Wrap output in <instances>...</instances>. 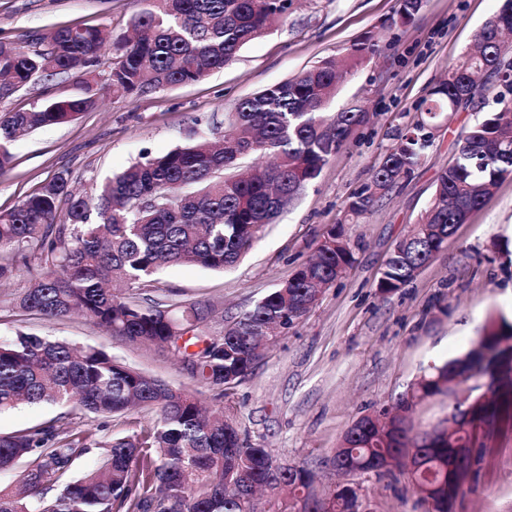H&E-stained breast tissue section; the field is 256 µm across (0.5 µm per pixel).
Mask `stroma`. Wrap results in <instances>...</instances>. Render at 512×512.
<instances>
[{
	"mask_svg": "<svg viewBox=\"0 0 512 512\" xmlns=\"http://www.w3.org/2000/svg\"><path fill=\"white\" fill-rule=\"evenodd\" d=\"M500 4L427 0L416 22L395 25L397 0H296L287 19L223 69L132 98L103 93L93 111L12 142L11 163L0 174V210L15 207L61 171L69 172L74 188L90 194L100 179L142 154L160 156L192 138L222 135L224 115L239 100L322 60L343 58L363 36H379L380 56L345 75L328 105L336 112L361 99L368 118L301 197L266 226L234 266L221 271L169 266L142 291L157 302L176 298L210 305L204 328L223 335L312 257L328 227L344 223L354 251L352 268L271 341L253 373L228 395L195 381L171 351L113 337L82 316L47 320L16 308V298L40 272L29 251L17 256L15 276L0 285V341L24 332L101 348L209 407L233 406L252 443L316 472L317 492L346 484L367 512H427L404 477L346 479L329 460L359 417L394 406L430 365L471 349L490 321H512V176L457 226L447 247L413 281L390 293L377 286L384 262L424 212L437 175L454 158L476 112L463 110L441 121L424 159L371 212L349 222L345 204L368 183L399 133L419 118L430 88L473 48ZM141 8V0H0V40L31 47L65 26H104L120 38ZM76 92L71 73L36 81L0 99V116ZM459 396L453 388L414 405L409 427L424 432L445 424ZM454 512H512V433L489 437Z\"/></svg>",
	"mask_w": 512,
	"mask_h": 512,
	"instance_id": "35a3bbf8",
	"label": "stroma"
}]
</instances>
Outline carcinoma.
<instances>
[{
  "mask_svg": "<svg viewBox=\"0 0 512 512\" xmlns=\"http://www.w3.org/2000/svg\"><path fill=\"white\" fill-rule=\"evenodd\" d=\"M134 15V43L111 40L102 27H66L42 39L39 48L0 42V76L24 87L78 70L80 93L49 100L0 120V171L11 162L17 135L70 122L97 107L102 86L95 67L112 44L117 62L112 95L130 98L198 81L224 68L245 45L292 12L294 0H143ZM398 20L414 22L424 0H397ZM512 30V0L480 29L477 48L448 67L428 92L420 119L406 128L373 172L370 184L350 197L346 212L359 217L400 179L411 174L431 139L427 130L457 112L475 87L491 93L487 78L507 59L497 29ZM380 54L369 35L350 46L353 69ZM339 65L326 59L298 76L240 100L222 143L206 137L157 156H145L104 180L96 193L70 187L65 171L39 192L0 211V283L16 271L14 255L39 252L42 276L17 299L18 308L49 319L81 314L108 334L132 343L169 349L201 384L233 389L261 358L263 339L302 317L299 305L318 299L354 263L343 226L332 225L315 256L288 281L261 298L222 336L201 329L209 306L176 300L144 306L112 290L151 285L169 265L220 270L235 264L263 227L293 202L347 143L366 116L353 102L325 112L335 97ZM498 108L462 136L454 163L437 177L433 197L407 237L396 244L377 283L388 292L405 286L448 244L454 225L466 221L504 177L512 175V100L494 96ZM273 155L260 174L243 171L248 156ZM66 201L65 211L59 210ZM512 327H484L474 346L442 366H433L410 388L421 401L472 378L486 377L488 393L457 401L445 432L428 442L409 428L383 432L357 421L335 456L358 473H399L435 512H453L469 484L474 450L485 447L484 426L512 429V374L503 368ZM19 404L69 407L89 419L131 409L157 419L134 436L95 438L56 419L24 431L0 433V469L27 463L17 491L0 489V512H298L313 492L315 474L303 465L291 474L270 471L268 449L253 446L226 407L208 413L191 393L137 371L96 347L19 333L0 342V412ZM104 448L96 467L71 478L89 448ZM414 451L415 463L404 457ZM325 498L332 512H357V496L342 487Z\"/></svg>",
  "mask_w": 512,
  "mask_h": 512,
  "instance_id": "obj_1",
  "label": "carcinoma"
}]
</instances>
